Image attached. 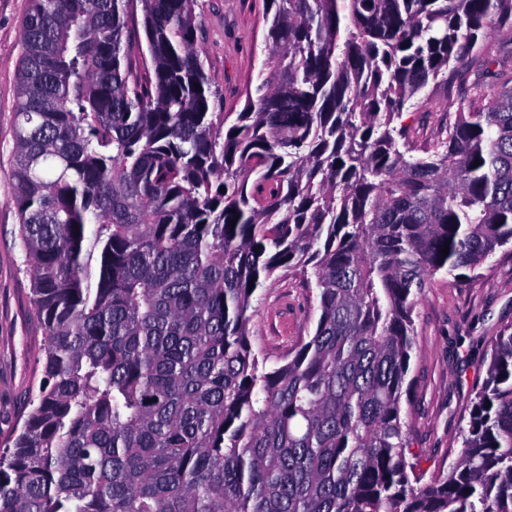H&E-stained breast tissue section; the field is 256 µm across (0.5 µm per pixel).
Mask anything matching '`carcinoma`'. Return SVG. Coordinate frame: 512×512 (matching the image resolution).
Wrapping results in <instances>:
<instances>
[{
	"mask_svg": "<svg viewBox=\"0 0 512 512\" xmlns=\"http://www.w3.org/2000/svg\"><path fill=\"white\" fill-rule=\"evenodd\" d=\"M197 2L30 0L13 203L43 377L0 512H512V332L426 482L400 407L426 280L512 245L488 42L512 0H265L229 127ZM431 82L456 118L421 144L399 120ZM278 270L318 318L268 370L248 311Z\"/></svg>",
	"mask_w": 512,
	"mask_h": 512,
	"instance_id": "obj_1",
	"label": "carcinoma"
}]
</instances>
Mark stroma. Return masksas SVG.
Returning <instances> with one entry per match:
<instances>
[{
  "instance_id": "35a3bbf8",
  "label": "stroma",
  "mask_w": 512,
  "mask_h": 512,
  "mask_svg": "<svg viewBox=\"0 0 512 512\" xmlns=\"http://www.w3.org/2000/svg\"><path fill=\"white\" fill-rule=\"evenodd\" d=\"M29 5V0H0V442L22 425L28 394L42 377L36 358L43 329L31 310L32 283L23 266L12 202L17 78ZM263 8V0H198L197 43L230 114L242 109L247 84L267 57ZM253 304L251 343L268 365L283 354L276 326L287 324L292 344L314 331L316 303L298 278L267 282ZM413 319L415 348L402 389L401 418L422 469L430 474L456 459L492 341L512 328V249L497 250L462 277L436 274Z\"/></svg>"
}]
</instances>
